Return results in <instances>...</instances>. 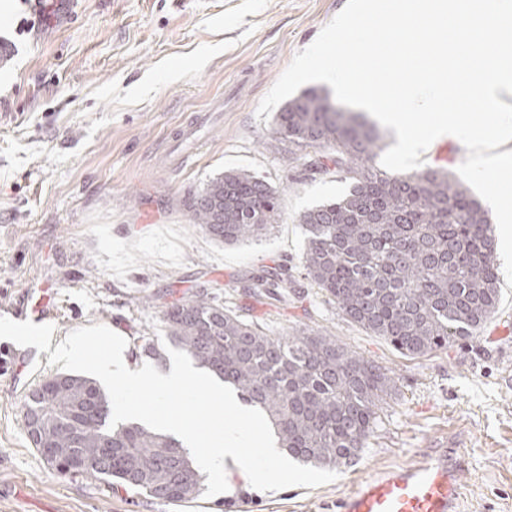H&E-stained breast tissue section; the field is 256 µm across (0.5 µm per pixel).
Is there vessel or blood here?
I'll list each match as a JSON object with an SVG mask.
<instances>
[{"mask_svg": "<svg viewBox=\"0 0 512 512\" xmlns=\"http://www.w3.org/2000/svg\"><path fill=\"white\" fill-rule=\"evenodd\" d=\"M463 467L436 458L398 467L361 482L343 512H462Z\"/></svg>", "mask_w": 512, "mask_h": 512, "instance_id": "vessel-or-blood-1", "label": "vessel or blood"}]
</instances>
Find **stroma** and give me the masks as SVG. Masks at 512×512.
<instances>
[{
	"mask_svg": "<svg viewBox=\"0 0 512 512\" xmlns=\"http://www.w3.org/2000/svg\"><path fill=\"white\" fill-rule=\"evenodd\" d=\"M346 0H0V327L30 320L53 291L58 337L102 324L129 345L163 337L161 312L204 290L277 332L326 330L392 371L397 393L363 451L335 481L228 491L176 506L62 476L22 425L54 347L24 379L0 363V512H339L365 479L447 452L463 459V512H512V307L474 338L408 358L325 302L302 275L298 216L342 195L335 169L306 170L257 107ZM35 28L18 30L21 18ZM231 169L263 177L281 216L259 241L211 240L188 212ZM288 265L285 299L257 296Z\"/></svg>",
	"mask_w": 512,
	"mask_h": 512,
	"instance_id": "stroma-1",
	"label": "stroma"
}]
</instances>
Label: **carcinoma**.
Instances as JSON below:
<instances>
[{
  "instance_id": "obj_1",
  "label": "carcinoma",
  "mask_w": 512,
  "mask_h": 512,
  "mask_svg": "<svg viewBox=\"0 0 512 512\" xmlns=\"http://www.w3.org/2000/svg\"><path fill=\"white\" fill-rule=\"evenodd\" d=\"M275 133L300 151L314 150L312 170L329 161L349 181L347 193L299 215L308 235L305 278L346 320L410 357L469 339L491 320L500 288L490 217L461 181L433 169L375 168L378 127L322 88L290 98L276 113ZM189 210L212 240L231 244L258 239L277 223L278 194L248 171L228 170ZM292 284L282 265L253 287ZM162 322L168 343L261 410L279 447L303 465L352 464L397 390L388 369L328 332L275 333L205 291L166 307ZM138 340L152 359L166 362L153 339ZM33 407L41 412L37 452L59 474L80 473L171 504L201 495L203 476L174 438L137 422L109 428L111 401L94 379L51 375L27 396L25 427Z\"/></svg>"
}]
</instances>
